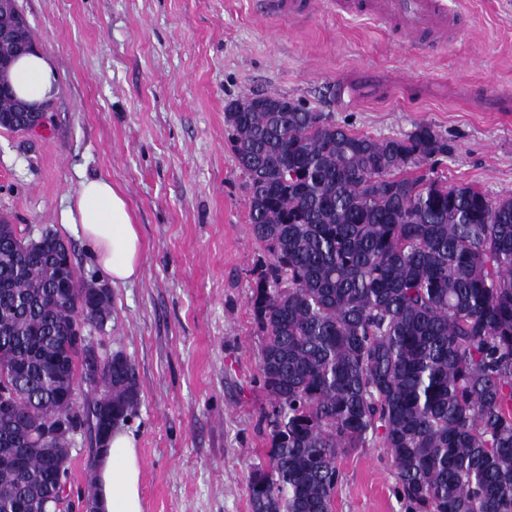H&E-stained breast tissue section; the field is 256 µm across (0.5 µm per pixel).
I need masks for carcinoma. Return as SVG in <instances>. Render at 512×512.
<instances>
[{"mask_svg": "<svg viewBox=\"0 0 512 512\" xmlns=\"http://www.w3.org/2000/svg\"><path fill=\"white\" fill-rule=\"evenodd\" d=\"M31 26L0 47L9 63ZM225 113L267 258L250 306L267 467L252 512H334L338 461L379 443L406 512H512V197L408 171L448 155L429 125L360 135L285 96ZM61 239L0 219V512H56L47 460L69 473L72 432L110 431L139 403L132 364L104 366L83 406L71 326L111 298L58 263Z\"/></svg>", "mask_w": 512, "mask_h": 512, "instance_id": "cac0c4a2", "label": "carcinoma"}]
</instances>
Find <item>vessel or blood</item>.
I'll use <instances>...</instances> for the list:
<instances>
[{"mask_svg":"<svg viewBox=\"0 0 512 512\" xmlns=\"http://www.w3.org/2000/svg\"><path fill=\"white\" fill-rule=\"evenodd\" d=\"M260 13L280 18H308L316 0H256ZM329 12L339 18L366 17L393 25L400 38L436 49L455 37L461 25L447 0H328Z\"/></svg>","mask_w":512,"mask_h":512,"instance_id":"obj_1","label":"vessel or blood"}]
</instances>
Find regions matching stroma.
Returning a JSON list of instances; mask_svg holds the SVG:
<instances>
[{
  "mask_svg": "<svg viewBox=\"0 0 512 512\" xmlns=\"http://www.w3.org/2000/svg\"><path fill=\"white\" fill-rule=\"evenodd\" d=\"M60 94L45 130L0 129V215L24 235L52 230L81 275L102 279L60 213L82 180L110 178L145 245L143 272L112 289L111 315L88 328L99 355L136 369L140 403L124 421L142 461L145 512H251L266 459L271 398L259 375L250 306L263 248L250 234L245 177L227 139L230 103L277 93L374 138L432 126L452 146L449 182L512 194V0H448L463 29L437 53L374 21L328 13L263 17L253 0H18ZM355 80L343 99L340 74ZM94 431L70 451L71 499L93 487ZM336 512H405L387 449L339 462Z\"/></svg>",
  "mask_w": 512,
  "mask_h": 512,
  "instance_id": "35a3bbf8",
  "label": "stroma"
}]
</instances>
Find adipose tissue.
Masks as SVG:
<instances>
[{
    "instance_id": "ef3b65f1",
    "label": "adipose tissue",
    "mask_w": 512,
    "mask_h": 512,
    "mask_svg": "<svg viewBox=\"0 0 512 512\" xmlns=\"http://www.w3.org/2000/svg\"><path fill=\"white\" fill-rule=\"evenodd\" d=\"M10 82L18 97L36 108L51 102L59 92L54 60L36 49L14 62ZM61 222L78 226L112 284L125 285L140 277L143 242L125 195L110 179L82 182L62 211ZM141 471L134 436L123 429H113L94 472L99 512H144Z\"/></svg>"
}]
</instances>
